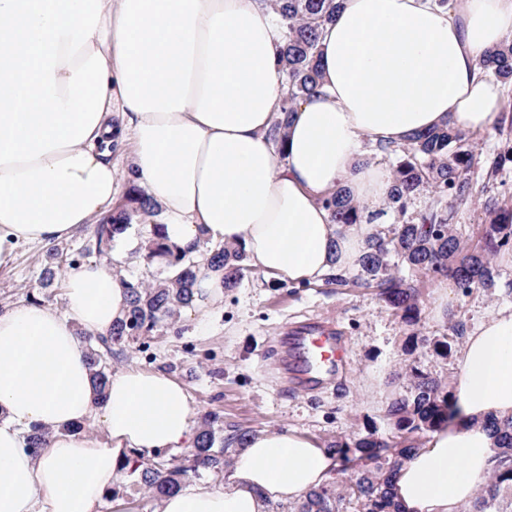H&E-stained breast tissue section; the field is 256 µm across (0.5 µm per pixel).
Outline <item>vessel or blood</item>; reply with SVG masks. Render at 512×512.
I'll list each match as a JSON object with an SVG mask.
<instances>
[{
  "label": "vessel or blood",
  "instance_id": "1",
  "mask_svg": "<svg viewBox=\"0 0 512 512\" xmlns=\"http://www.w3.org/2000/svg\"><path fill=\"white\" fill-rule=\"evenodd\" d=\"M279 343L282 372L295 388L316 389L347 367V341L334 322L309 318L284 325Z\"/></svg>",
  "mask_w": 512,
  "mask_h": 512
}]
</instances>
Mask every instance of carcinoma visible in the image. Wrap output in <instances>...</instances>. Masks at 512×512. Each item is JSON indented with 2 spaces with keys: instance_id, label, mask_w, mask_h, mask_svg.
Returning a JSON list of instances; mask_svg holds the SVG:
<instances>
[{
  "instance_id": "carcinoma-1",
  "label": "carcinoma",
  "mask_w": 512,
  "mask_h": 512,
  "mask_svg": "<svg viewBox=\"0 0 512 512\" xmlns=\"http://www.w3.org/2000/svg\"><path fill=\"white\" fill-rule=\"evenodd\" d=\"M339 7L340 0H272L271 8L283 33L278 56L283 116L268 132L276 145H283L284 116L321 86L320 38ZM476 72L480 78L499 84L503 95L511 96L512 36L481 55ZM494 130L497 147L485 157L477 151L478 134L446 122L400 146L370 147L366 160L387 165L392 179L385 207L376 213H367V208L342 187L322 198L336 224L369 223L386 216L392 219L369 244L353 271L338 270L327 276V282L375 289L412 328V343L428 346L442 356L451 351L448 336L421 334L418 290L402 271L449 278L463 294L497 286L500 273L493 257L512 252V206L496 195L484 197L482 193L496 185L506 166L512 164V115L501 114ZM425 193L428 201L424 207H415L416 199ZM479 205L490 222L482 229V243L466 248L461 245L456 225L464 212ZM155 213L156 206L145 199L143 191L133 183L128 185L110 217L94 226L95 250L109 255L115 238L132 226L134 218ZM144 251L147 262L156 258L163 261L161 273L150 281H128L127 314L113 325L109 338L88 347L93 381L100 392L112 374L116 351H126L141 337L157 331L163 322L178 318L192 300L199 272L194 256L169 248L158 231L145 240ZM207 265L224 273L226 288L238 287L251 272L244 252L227 245L210 247ZM407 374L406 391L387 406L388 435L369 432L332 445L344 469H352L345 492L326 484L309 492L295 512H400L391 486L406 453L418 447L422 436L448 423L454 412L447 384L413 365ZM220 423V414L209 412L194 448L179 459L145 462L133 457L122 469L133 484L157 501L204 471L219 477L224 473V455L230 443L242 444L247 439V433L240 432L224 440ZM492 426L502 441L497 467L480 483L473 501L462 512H512L504 508L506 504L512 507V417L495 420Z\"/></svg>"
}]
</instances>
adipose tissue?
<instances>
[{
  "instance_id": "ef3b65f1",
  "label": "adipose tissue",
  "mask_w": 512,
  "mask_h": 512,
  "mask_svg": "<svg viewBox=\"0 0 512 512\" xmlns=\"http://www.w3.org/2000/svg\"><path fill=\"white\" fill-rule=\"evenodd\" d=\"M512 32V0H344L320 41L322 85L282 146L267 133L283 89L282 34L263 0H0V270L25 243L98 223L132 178L176 250L233 244L291 282L354 266L378 224L342 226L321 200L344 187L382 209L390 174L367 144L447 122L495 126L499 85L475 60ZM130 142L126 170L113 142ZM62 307L0 311V512H101L127 455L193 447V399L174 376L130 367L93 385L88 339L129 305L106 263L72 269ZM455 422L428 433L394 480L402 512H459L497 463L491 419L512 417V311L467 335ZM100 423L108 443L76 424ZM47 431L41 448L28 434ZM334 453L295 429L251 435L220 485L192 484L161 512H267L327 484Z\"/></svg>"
}]
</instances>
